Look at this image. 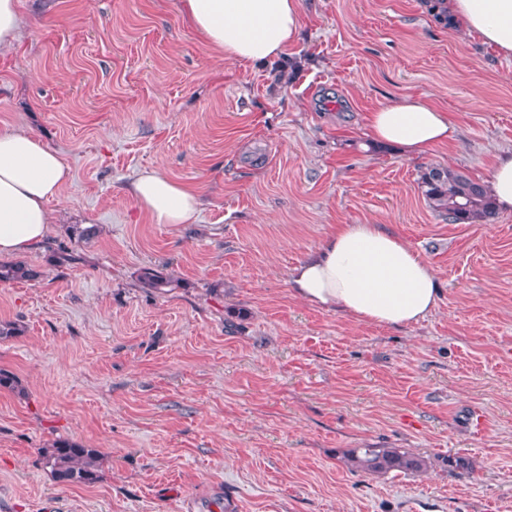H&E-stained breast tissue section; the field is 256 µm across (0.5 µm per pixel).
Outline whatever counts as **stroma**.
<instances>
[{"label":"stroma","instance_id":"obj_1","mask_svg":"<svg viewBox=\"0 0 512 512\" xmlns=\"http://www.w3.org/2000/svg\"><path fill=\"white\" fill-rule=\"evenodd\" d=\"M433 3L301 0L298 42L245 66L180 0H19L0 124L73 178L21 257L36 278L0 284L20 329L0 338L17 381L0 389V512H512V213L452 224L419 187L433 166L487 179L512 146V61ZM406 95L448 112L451 147L370 143L366 112ZM153 167L200 188L195 223L140 213L124 186ZM334 224L388 225L434 268L435 310L380 327L296 297L290 268ZM59 439L97 449L95 484L51 476ZM351 448L431 465L368 475Z\"/></svg>","mask_w":512,"mask_h":512}]
</instances>
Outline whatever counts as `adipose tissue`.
<instances>
[{"label":"adipose tissue","mask_w":512,"mask_h":512,"mask_svg":"<svg viewBox=\"0 0 512 512\" xmlns=\"http://www.w3.org/2000/svg\"><path fill=\"white\" fill-rule=\"evenodd\" d=\"M468 37L512 58V0H440L437 6ZM201 39L239 64L267 62L300 34V0H183ZM372 140L419 155L454 141L446 112L410 96L379 105L365 117ZM71 169L31 131L0 126V258L41 246L53 221L49 208ZM496 210L512 213V148L499 150L488 180ZM140 211L156 224H191L200 195L155 168L136 171L127 184ZM289 284L302 300L379 326L413 325L436 307L431 264L383 224H338L320 248L298 263Z\"/></svg>","instance_id":"1"}]
</instances>
